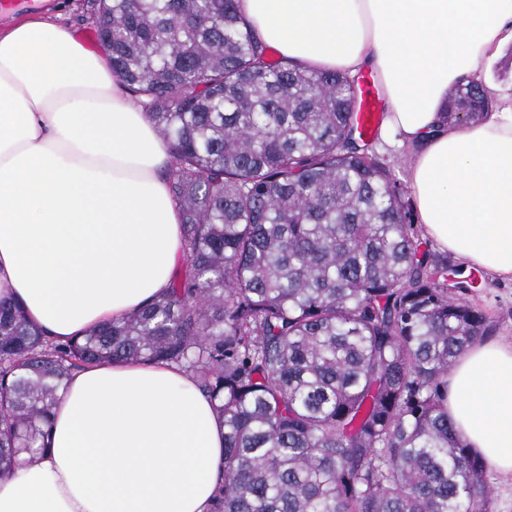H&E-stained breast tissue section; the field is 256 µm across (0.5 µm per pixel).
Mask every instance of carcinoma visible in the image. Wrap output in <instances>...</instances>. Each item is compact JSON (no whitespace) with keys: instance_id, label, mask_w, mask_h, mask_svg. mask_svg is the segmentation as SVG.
Returning <instances> with one entry per match:
<instances>
[{"instance_id":"1","label":"carcinoma","mask_w":512,"mask_h":512,"mask_svg":"<svg viewBox=\"0 0 512 512\" xmlns=\"http://www.w3.org/2000/svg\"><path fill=\"white\" fill-rule=\"evenodd\" d=\"M112 69L169 144L184 267L138 314L57 341L0 299V475L48 447L77 369L165 362L224 419L210 512H492L448 374L493 327L421 248L358 129L361 80L279 57L239 0H91ZM483 83L446 120L490 111Z\"/></svg>"}]
</instances>
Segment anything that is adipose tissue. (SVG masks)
Returning a JSON list of instances; mask_svg holds the SVG:
<instances>
[{
	"label": "adipose tissue",
	"mask_w": 512,
	"mask_h": 512,
	"mask_svg": "<svg viewBox=\"0 0 512 512\" xmlns=\"http://www.w3.org/2000/svg\"><path fill=\"white\" fill-rule=\"evenodd\" d=\"M280 56L356 74L386 97L385 132L416 149L407 179L425 235L512 279V100L463 126L448 91L512 45V0H240ZM168 144L104 52L45 12L0 24V297L48 336L80 337L168 287L183 216ZM468 447L512 476V340L471 344L448 376ZM0 476V512H208L224 426L176 366L75 371L49 446Z\"/></svg>",
	"instance_id": "ef3b65f1"
}]
</instances>
